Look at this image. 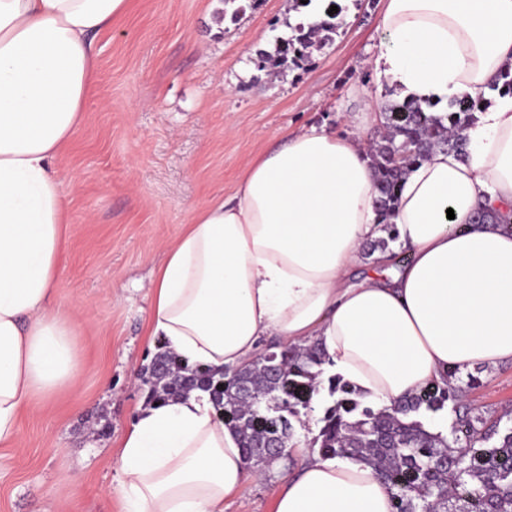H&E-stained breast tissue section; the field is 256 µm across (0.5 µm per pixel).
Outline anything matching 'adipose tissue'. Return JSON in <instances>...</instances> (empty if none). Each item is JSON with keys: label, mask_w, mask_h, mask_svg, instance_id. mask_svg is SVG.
<instances>
[{"label": "adipose tissue", "mask_w": 512, "mask_h": 512, "mask_svg": "<svg viewBox=\"0 0 512 512\" xmlns=\"http://www.w3.org/2000/svg\"><path fill=\"white\" fill-rule=\"evenodd\" d=\"M130 0H0V443L24 408L73 389L76 323L54 303L67 245L56 161L88 110L92 38ZM372 61L396 98L486 97L467 158L438 150L401 184L391 231L360 134L293 133L252 159L233 195L197 206L149 284V333L186 364L223 372L263 337L319 344L337 376L383 407L449 371L512 359V0H385ZM391 234L357 272L364 244ZM116 460L122 512H224L250 474L209 393L145 408ZM271 512H392L355 461L312 457L283 475Z\"/></svg>", "instance_id": "ef3b65f1"}]
</instances>
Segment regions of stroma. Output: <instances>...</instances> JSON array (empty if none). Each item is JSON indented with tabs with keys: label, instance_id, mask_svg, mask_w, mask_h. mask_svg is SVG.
<instances>
[{
	"label": "stroma",
	"instance_id": "1",
	"mask_svg": "<svg viewBox=\"0 0 512 512\" xmlns=\"http://www.w3.org/2000/svg\"><path fill=\"white\" fill-rule=\"evenodd\" d=\"M338 3L333 42L283 72L260 56L281 38L290 0H134L95 37L89 111L60 159L69 249L55 301L77 321L81 367L73 390L23 412L18 438L0 444V512H121L115 445L164 343L145 330L167 246L283 133L379 135L384 105L364 94L376 89L383 0ZM358 113L361 125L347 123ZM476 374L467 404L512 409L511 359ZM278 480L247 479L224 512H270Z\"/></svg>",
	"mask_w": 512,
	"mask_h": 512
}]
</instances>
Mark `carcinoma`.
I'll list each match as a JSON object with an SVG mask.
<instances>
[{"label":"carcinoma","mask_w":512,"mask_h":512,"mask_svg":"<svg viewBox=\"0 0 512 512\" xmlns=\"http://www.w3.org/2000/svg\"><path fill=\"white\" fill-rule=\"evenodd\" d=\"M293 28L279 41L278 63L297 65L307 57L314 33L336 32L333 19ZM435 104H389L383 111L385 134L371 145L376 209L384 223L395 209L401 181L409 168L435 150L467 155L466 128L474 119L477 102L463 96L448 104V112H432ZM406 146V155L389 159L393 147ZM153 363L163 369L142 380L148 402L181 398L207 391L222 413L224 424L236 429L250 466L279 459L269 444L277 440L288 449L295 424L313 411V399L322 386L316 368L324 363L318 347L277 345L247 365L218 375L190 367L165 349ZM479 383L467 376L462 385H432L376 409L332 377L328 401L317 419L319 430L309 448L322 459H350L370 466L375 476L393 489L395 512H512V426L501 427L502 417L488 418L463 401V393ZM451 406L454 414L448 434L427 428L415 415L437 413Z\"/></svg>","instance_id":"1"}]
</instances>
